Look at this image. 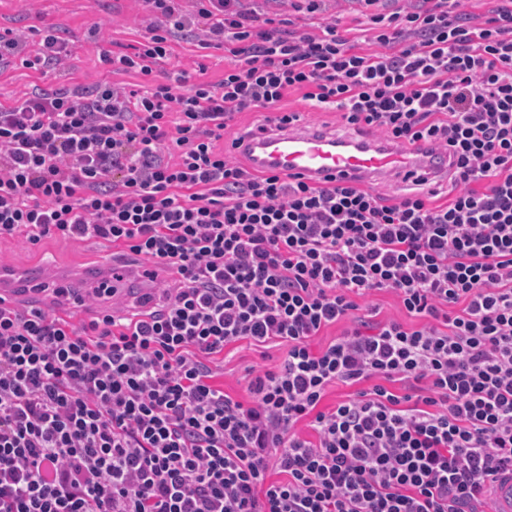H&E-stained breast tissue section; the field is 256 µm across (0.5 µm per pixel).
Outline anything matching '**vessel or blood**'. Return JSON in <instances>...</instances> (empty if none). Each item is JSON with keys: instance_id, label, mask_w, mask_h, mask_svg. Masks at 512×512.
I'll list each match as a JSON object with an SVG mask.
<instances>
[{"instance_id": "obj_1", "label": "vessel or blood", "mask_w": 512, "mask_h": 512, "mask_svg": "<svg viewBox=\"0 0 512 512\" xmlns=\"http://www.w3.org/2000/svg\"><path fill=\"white\" fill-rule=\"evenodd\" d=\"M238 149L248 154L256 169L329 185L405 174L418 178L435 169L431 158L413 145L396 148L380 142H356L303 127L280 133L268 130L263 119L259 120L257 130L239 143ZM40 282V277L32 275L23 288L0 285V308L11 307L21 298L40 305L44 294Z\"/></svg>"}]
</instances>
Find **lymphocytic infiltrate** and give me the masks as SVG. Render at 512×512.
Masks as SVG:
<instances>
[{"instance_id": "lymphocytic-infiltrate-1", "label": "lymphocytic infiltrate", "mask_w": 512, "mask_h": 512, "mask_svg": "<svg viewBox=\"0 0 512 512\" xmlns=\"http://www.w3.org/2000/svg\"><path fill=\"white\" fill-rule=\"evenodd\" d=\"M129 86L41 89L0 105V239L101 238L173 275L163 303L81 327L0 309V512H498L512 478V0L380 9L353 0L319 32L259 0H146ZM223 50L222 80L157 71L175 41ZM68 56L0 33V66ZM353 133L448 158L446 194L387 201L360 183L261 173L223 145L242 112L286 97ZM397 295L409 323L362 299ZM347 329L322 348L314 337ZM286 346L216 383L225 349ZM401 383L393 391L391 383ZM352 394L324 406L330 387ZM309 434H301L300 423Z\"/></svg>"}]
</instances>
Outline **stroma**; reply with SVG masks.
I'll return each mask as SVG.
<instances>
[{
  "mask_svg": "<svg viewBox=\"0 0 512 512\" xmlns=\"http://www.w3.org/2000/svg\"><path fill=\"white\" fill-rule=\"evenodd\" d=\"M154 17L144 0H0V32L10 29L28 35L37 44L40 30L51 27L67 43L70 58L62 71L40 74L20 66L0 70V102L10 103L38 89L74 87L106 81L114 84H137L141 78L130 72H113L101 60L102 52L113 45L130 46L141 42ZM100 26L98 37H91L93 26ZM224 52L210 49L197 55L185 43H174L171 56L162 68L201 72L203 80L216 82L224 76ZM108 241L99 238L61 240L46 238L33 246L16 236L0 242V266L36 269L52 262L61 270H75L96 264L100 252L109 249ZM285 348L260 352L248 342H241L224 352V390L229 395L245 394V369L267 360L276 364Z\"/></svg>",
  "mask_w": 512,
  "mask_h": 512,
  "instance_id": "35a3bbf8",
  "label": "stroma"
}]
</instances>
